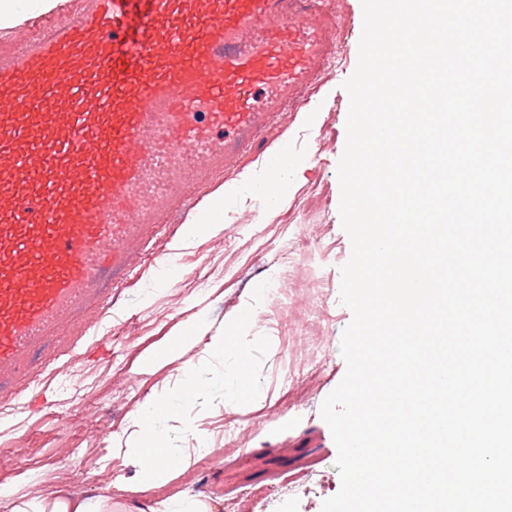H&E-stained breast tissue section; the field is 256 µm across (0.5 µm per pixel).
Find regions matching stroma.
<instances>
[{
	"label": "stroma",
	"instance_id": "35a3bbf8",
	"mask_svg": "<svg viewBox=\"0 0 512 512\" xmlns=\"http://www.w3.org/2000/svg\"><path fill=\"white\" fill-rule=\"evenodd\" d=\"M343 31L327 77L294 104L283 126L243 167L224 178V228L201 241L188 228L164 236L144 257L136 279L112 293L106 312L90 326H77L61 341L62 351L42 367L33 384L0 412V512L34 496L32 482L63 496L96 502L104 497L138 499L152 512L164 498L181 493L206 500L214 512H321L341 479L337 447L321 416L326 397L346 372L340 344L352 320L340 301L341 268L352 252L339 214L337 167L346 143L349 96L343 87L358 62L361 0H331ZM278 180L269 192L270 180ZM304 239L305 248L288 279L294 316L277 323L256 317L249 337L267 336L270 349L261 369L259 398L238 413L223 402L193 407L191 422L209 438L206 448L183 439L189 469L162 487L145 488L124 456L137 408L175 383L183 361L206 362L204 344L169 357L163 350L176 328L200 325L206 336L252 301L254 287L277 270L281 246ZM319 322H311L312 314ZM107 336L112 356L93 349L90 335ZM306 379L305 398L284 414L276 408L287 373ZM73 374L80 383L76 407L94 412L103 432L81 447L59 442L71 430L58 416V385ZM297 487L278 496L284 482Z\"/></svg>",
	"mask_w": 512,
	"mask_h": 512
}]
</instances>
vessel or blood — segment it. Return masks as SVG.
I'll use <instances>...</instances> for the list:
<instances>
[{"mask_svg": "<svg viewBox=\"0 0 512 512\" xmlns=\"http://www.w3.org/2000/svg\"><path fill=\"white\" fill-rule=\"evenodd\" d=\"M329 0H90L0 62V400L314 84Z\"/></svg>", "mask_w": 512, "mask_h": 512, "instance_id": "obj_1", "label": "vessel or blood"}]
</instances>
